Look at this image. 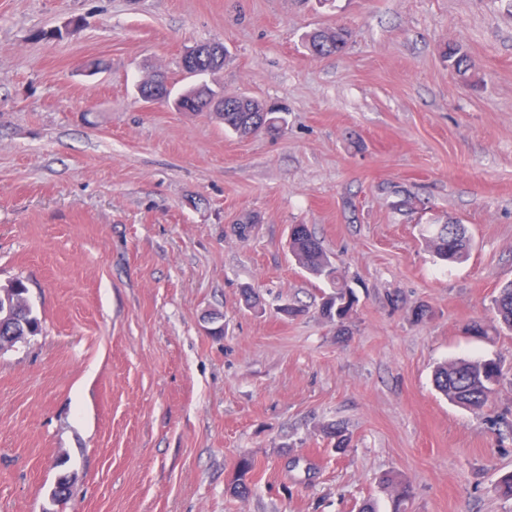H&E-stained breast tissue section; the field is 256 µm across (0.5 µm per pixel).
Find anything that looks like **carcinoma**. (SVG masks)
I'll return each mask as SVG.
<instances>
[{
	"mask_svg": "<svg viewBox=\"0 0 512 512\" xmlns=\"http://www.w3.org/2000/svg\"><path fill=\"white\" fill-rule=\"evenodd\" d=\"M350 32L344 27L334 30H316L306 34L307 48L311 54L324 57L344 51ZM198 52L197 70L202 76L223 66L216 54L208 50V45L195 48ZM445 61L462 76L475 68V63L459 53L455 47L443 51ZM215 94L207 85L193 86L180 96L179 109L184 112H202L209 109L207 98ZM224 121V128L239 136L258 132L281 133L287 120L280 109H272L261 101L247 96H227L224 108L215 111ZM436 257L446 263H455L469 254V239L465 228L460 224H440L427 240ZM288 251L298 267L310 276L326 282L331 291L323 296L321 315L329 320H343L355 304L353 293L340 281L338 270L324 251L319 239L306 224L291 225L288 236ZM27 287L19 279L0 285V346H14L21 336H36L40 331V321L34 314L26 297ZM497 324L489 326L475 321L470 331L477 336L488 335L489 330L505 328L512 330V281L502 285L493 300ZM502 371L498 363L491 360L468 359L445 363L434 371V385L448 401L469 410H481L489 402L500 382ZM254 460L248 456L239 459L230 492L237 497H245L251 492V473ZM395 498L401 503L410 495L409 486L396 478L384 481Z\"/></svg>",
	"mask_w": 512,
	"mask_h": 512,
	"instance_id": "carcinoma-1",
	"label": "carcinoma"
}]
</instances>
